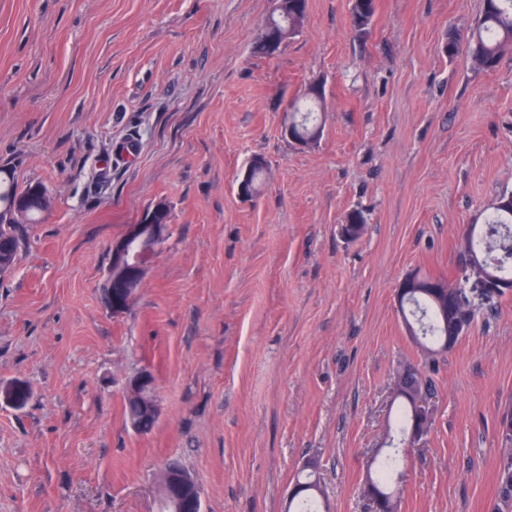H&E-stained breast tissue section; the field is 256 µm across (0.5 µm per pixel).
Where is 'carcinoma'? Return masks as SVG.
I'll return each instance as SVG.
<instances>
[{"mask_svg":"<svg viewBox=\"0 0 512 512\" xmlns=\"http://www.w3.org/2000/svg\"><path fill=\"white\" fill-rule=\"evenodd\" d=\"M372 18L376 11L375 0H356L352 13L353 25L360 31L366 30L371 21L356 20L361 12ZM466 46L472 64L479 71L494 70L507 51H512V0H483V12L475 26L467 30H451L445 51L453 56L459 47ZM323 88L314 84L303 95L292 99L288 106L301 117L302 122L294 128L301 138L316 134L314 116L322 111ZM38 183L31 182L23 187L15 184L9 171L0 166V275L14 266L19 249L18 230L20 225L7 221L9 210L19 201L26 202L28 223L37 224L44 218L43 207L37 195ZM491 213L482 224L471 225L467 232L465 247L472 251L478 265L460 270L457 284H449L441 278L414 276L415 287L406 293L400 302V312L407 331L418 338L427 352L434 353L444 343L448 332L458 328L465 335L471 328L477 312L491 305L494 297H478L469 290L473 275H488L512 281V232L503 233L502 228L512 227V191L499 194L489 205ZM454 289L453 301L447 307L436 304L432 289L439 285ZM401 400V411L397 421L400 442H405L415 425V406L412 399L396 395ZM125 414L135 424L136 430L147 433L157 419L144 415L138 402L125 399ZM399 455H388L381 463L375 476L369 478L370 493L376 497L378 509L382 512H397V493L391 488L393 467L397 466Z\"/></svg>","mask_w":512,"mask_h":512,"instance_id":"obj_1","label":"carcinoma"}]
</instances>
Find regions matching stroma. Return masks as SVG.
<instances>
[{
    "instance_id": "35a3bbf8",
    "label": "stroma",
    "mask_w": 512,
    "mask_h": 512,
    "mask_svg": "<svg viewBox=\"0 0 512 512\" xmlns=\"http://www.w3.org/2000/svg\"><path fill=\"white\" fill-rule=\"evenodd\" d=\"M483 0H308L298 32L253 54L272 0H0V165L54 206L0 276V512H156L182 460L203 512H288L299 472L328 512H371L401 366L433 420L401 448L398 512H495L512 410V292L425 357L404 276L454 280L464 231L512 190V53L491 72L444 53ZM324 88L318 141L288 102ZM256 196L238 193L253 160ZM172 235L130 309L101 300L110 246L156 202ZM361 211V236L340 232ZM157 381L140 433L123 379Z\"/></svg>"
}]
</instances>
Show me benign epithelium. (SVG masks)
<instances>
[{"label":"benign epithelium","instance_id":"obj_1","mask_svg":"<svg viewBox=\"0 0 512 512\" xmlns=\"http://www.w3.org/2000/svg\"><path fill=\"white\" fill-rule=\"evenodd\" d=\"M275 10L264 23V28H278L281 38L288 36V15L283 10V0H275ZM166 204L158 202L143 211L139 220L126 227L119 238L112 241L111 264L107 270V278H113L125 283L127 292L124 297L112 302L109 310L112 315L125 313L132 305L149 263L167 242L171 225L157 223L156 218L164 214ZM471 289L477 294L497 295L502 291L512 290V284L493 277L478 278L471 283ZM417 371L413 368L403 369L395 381L396 390L407 391L410 394L417 413L422 419V426L413 433V440H419L426 432L431 419V409L426 394L418 389L415 381ZM156 381L149 370H141L128 377L125 391H142L148 395L150 413L158 417L161 408L155 395ZM194 482L193 475L188 472L178 460L170 461L169 466L162 468L158 480V500L181 512L183 488Z\"/></svg>","mask_w":512,"mask_h":512}]
</instances>
